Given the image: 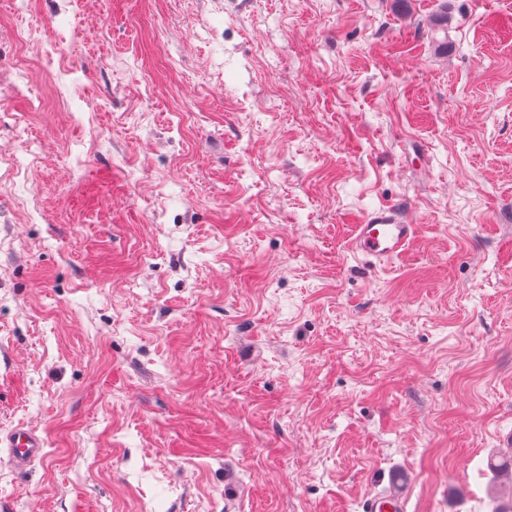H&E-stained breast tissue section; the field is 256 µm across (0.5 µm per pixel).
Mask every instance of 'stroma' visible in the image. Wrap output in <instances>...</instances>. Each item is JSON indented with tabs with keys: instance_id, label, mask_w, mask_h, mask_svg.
Here are the masks:
<instances>
[{
	"instance_id": "35a3bbf8",
	"label": "stroma",
	"mask_w": 512,
	"mask_h": 512,
	"mask_svg": "<svg viewBox=\"0 0 512 512\" xmlns=\"http://www.w3.org/2000/svg\"><path fill=\"white\" fill-rule=\"evenodd\" d=\"M70 52L42 111L0 94L42 143L0 177V435L47 448L0 452V512L511 495L512 0H92ZM387 205L416 230L375 266ZM362 223L356 225L351 252L372 257L379 266L400 254L415 231L394 205L368 214ZM0 447L7 454L10 465L18 471L26 470L46 454L45 440L25 425L16 426L5 437L0 436Z\"/></svg>"
}]
</instances>
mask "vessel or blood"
Returning a JSON list of instances; mask_svg holds the SVG:
<instances>
[{"label":"vessel or blood","instance_id":"b4317fda","mask_svg":"<svg viewBox=\"0 0 512 512\" xmlns=\"http://www.w3.org/2000/svg\"><path fill=\"white\" fill-rule=\"evenodd\" d=\"M415 231L414 225L390 205L364 217L357 225L351 241V251L372 257L376 265H383L400 254L408 245ZM46 442L32 428L19 425L6 436H0V449L4 450L15 470L23 471L45 454ZM364 512H405L400 492L391 490L369 498Z\"/></svg>","mask_w":512,"mask_h":512}]
</instances>
